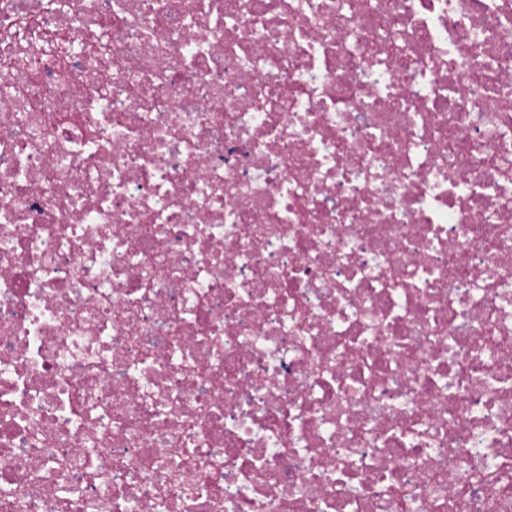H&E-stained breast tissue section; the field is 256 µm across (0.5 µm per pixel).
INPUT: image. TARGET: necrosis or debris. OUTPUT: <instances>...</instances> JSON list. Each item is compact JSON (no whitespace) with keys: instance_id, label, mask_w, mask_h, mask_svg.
<instances>
[{"instance_id":"4bbe7bcc","label":"necrosis or debris","mask_w":512,"mask_h":512,"mask_svg":"<svg viewBox=\"0 0 512 512\" xmlns=\"http://www.w3.org/2000/svg\"><path fill=\"white\" fill-rule=\"evenodd\" d=\"M0 512H512V0H0Z\"/></svg>"}]
</instances>
